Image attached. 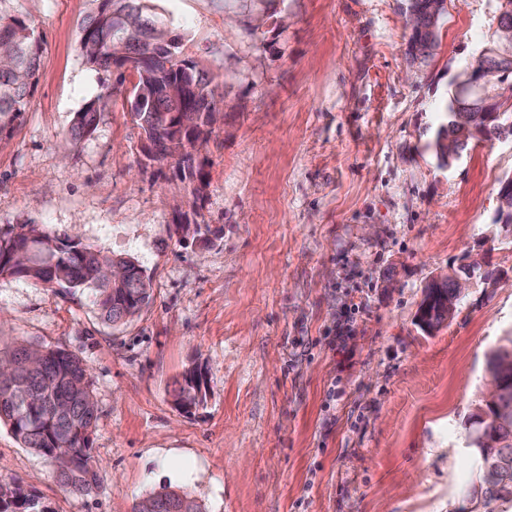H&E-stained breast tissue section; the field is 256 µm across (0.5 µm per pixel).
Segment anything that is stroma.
<instances>
[{
	"instance_id": "obj_1",
	"label": "stroma",
	"mask_w": 512,
	"mask_h": 512,
	"mask_svg": "<svg viewBox=\"0 0 512 512\" xmlns=\"http://www.w3.org/2000/svg\"><path fill=\"white\" fill-rule=\"evenodd\" d=\"M156 20L223 98L193 187L145 162L131 72L78 49L96 0H11L41 39L38 82L0 138V226L25 221L135 258L152 299L110 327L93 292L0 277V348L59 347L89 367L100 481L64 493L0 424V485L51 512H132L170 484L208 512H452L471 481L469 419L487 360L512 336V238L495 234L512 141L449 168L427 144L436 106L496 29L494 0H449L425 61L398 0H151ZM98 95L95 131L69 135ZM201 224L202 236L177 232ZM483 254L432 333L425 282ZM201 368L191 412L174 382Z\"/></svg>"
}]
</instances>
